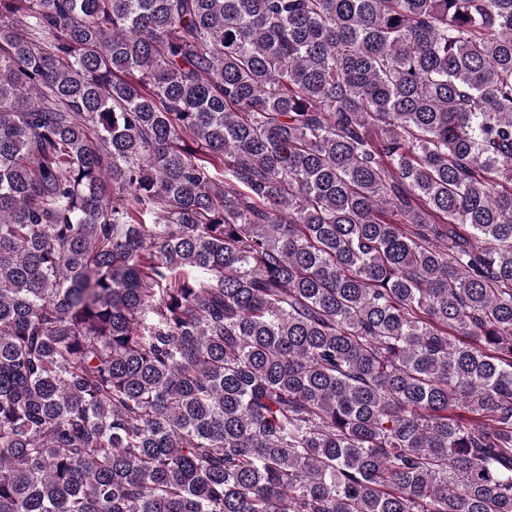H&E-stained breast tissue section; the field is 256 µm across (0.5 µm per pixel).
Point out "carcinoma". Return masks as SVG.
<instances>
[{"label": "carcinoma", "instance_id": "cac0c4a2", "mask_svg": "<svg viewBox=\"0 0 512 512\" xmlns=\"http://www.w3.org/2000/svg\"><path fill=\"white\" fill-rule=\"evenodd\" d=\"M0 512H512V0H0Z\"/></svg>", "mask_w": 512, "mask_h": 512}]
</instances>
